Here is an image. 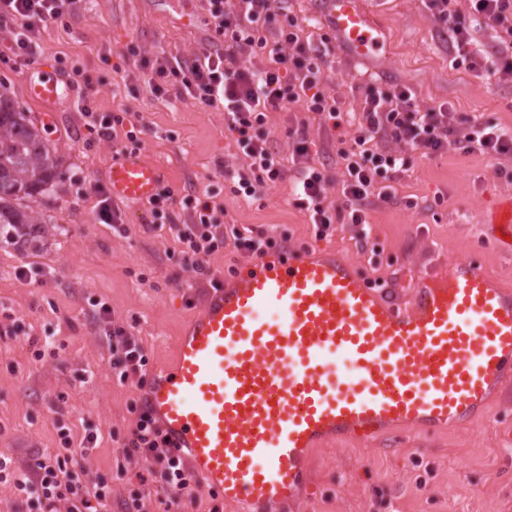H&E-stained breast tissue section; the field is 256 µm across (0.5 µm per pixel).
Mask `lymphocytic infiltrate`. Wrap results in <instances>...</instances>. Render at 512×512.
<instances>
[{"label":"lymphocytic infiltrate","mask_w":512,"mask_h":512,"mask_svg":"<svg viewBox=\"0 0 512 512\" xmlns=\"http://www.w3.org/2000/svg\"><path fill=\"white\" fill-rule=\"evenodd\" d=\"M207 21L223 36V45H207L190 56L155 60L149 86L152 94L165 96L176 87L180 96L206 106L224 109L225 123L248 159L247 172L231 171L235 191L247 199L261 197L292 175L296 193L293 204L303 211L319 237L339 224H361L370 200L394 201L393 184L408 171L414 156L431 158L449 147L464 145L498 161L512 160V133L458 112L450 102L423 108L414 91L399 84H367L354 132L345 129L339 101L322 83L323 54L311 53L297 19L277 8L273 0H200ZM430 20L448 31L452 65L479 78L512 81V0H422ZM67 0H0V24L12 23L6 56L21 65L31 64L42 28L57 21ZM492 32L494 50L479 48L476 35ZM263 54L265 64L254 69L243 58ZM287 105L324 118L336 130V163L343 169L340 207L326 205L329 180L323 164L313 154V140L298 127L290 158L275 152L269 141L267 113ZM190 213L187 224L173 230L183 250L181 260L195 272L207 274L205 261L219 247L233 243L241 253L258 255L275 248L276 237L220 219L208 197L183 198ZM90 306L112 352V370L120 380L144 378L146 358L134 334L114 325L111 309L97 299ZM134 428L116 464L124 477L140 459L152 460L149 474L172 502L190 491L193 478L183 453L174 449L145 404L133 407ZM98 431L86 427L80 443L62 434L61 446L52 456L33 459L28 475L18 481L28 512H99L109 498L106 481L86 487L75 469L79 449L95 447Z\"/></svg>","instance_id":"f902f5d3"}]
</instances>
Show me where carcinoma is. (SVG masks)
Here are the masks:
<instances>
[{
	"instance_id": "1",
	"label": "carcinoma",
	"mask_w": 512,
	"mask_h": 512,
	"mask_svg": "<svg viewBox=\"0 0 512 512\" xmlns=\"http://www.w3.org/2000/svg\"><path fill=\"white\" fill-rule=\"evenodd\" d=\"M56 167L41 130L0 93V224L11 225L19 247L26 229L40 223L19 201L48 191Z\"/></svg>"
}]
</instances>
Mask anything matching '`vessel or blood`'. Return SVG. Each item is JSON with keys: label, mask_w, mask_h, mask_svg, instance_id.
Returning a JSON list of instances; mask_svg holds the SVG:
<instances>
[{"label": "vessel or blood", "mask_w": 512, "mask_h": 512, "mask_svg": "<svg viewBox=\"0 0 512 512\" xmlns=\"http://www.w3.org/2000/svg\"><path fill=\"white\" fill-rule=\"evenodd\" d=\"M352 57L384 48L362 0H323ZM43 70L33 101L68 95ZM164 174L138 154L113 160V197L140 204ZM512 249V197L487 218ZM275 310L269 323L260 309ZM352 369L337 375V355ZM512 380V290L459 261L422 278L408 305L368 287L335 252L273 249L214 290L179 337L171 368L148 384L146 404L191 474L225 502L273 512L295 500L310 450L346 436L425 432L482 419Z\"/></svg>", "instance_id": "b4317fda"}]
</instances>
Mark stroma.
Masks as SVG:
<instances>
[{
	"label": "stroma",
	"mask_w": 512,
	"mask_h": 512,
	"mask_svg": "<svg viewBox=\"0 0 512 512\" xmlns=\"http://www.w3.org/2000/svg\"><path fill=\"white\" fill-rule=\"evenodd\" d=\"M366 2L385 32L386 51L367 60L351 59L340 47L331 55L325 87L344 111L357 109L368 82H392L413 89L421 106L450 101L464 115L512 131V83L453 68L448 41L420 0ZM284 5L320 49L331 31L321 0ZM214 35L197 0H69L63 21L42 30L35 62H51L70 97L43 108L26 92L30 67L0 62V93L30 116L50 113L40 128L58 159L52 189L23 201L43 220L39 235L22 249L0 237V455L12 459L21 480L33 457L59 448V426L77 442L85 425L96 423L98 441L80 456V477L89 487L111 477L109 512H122L150 467L143 460L125 477L114 476L136 422L131 406L144 390L113 373L88 296L106 302L114 324L137 337L151 375L172 364L183 326L207 298L212 278H232L248 257L225 246L207 257L210 273L203 276L180 262L169 229L151 228L143 205L121 203L122 224L101 223L96 189L107 186L112 160L127 142L87 130L81 100L137 122L141 154L163 168V184L173 192V223L189 221L185 194L208 193L228 221L287 235L298 250H336L369 287L401 303L433 267L461 260L512 289V251L486 222L498 201L512 196V180L500 175L496 160L462 146L434 158L414 156L395 184L396 201L368 206L366 225L340 224L321 240L294 207L290 181L254 201L236 195L224 170L246 164L223 109L172 91L154 96L149 72L128 52L135 46L141 56L186 57ZM408 196L415 208L405 206ZM22 266L37 269L34 281L16 278ZM304 468L302 495L280 512H512V382L476 423L351 437L313 449Z\"/></svg>",
	"instance_id": "1"
}]
</instances>
